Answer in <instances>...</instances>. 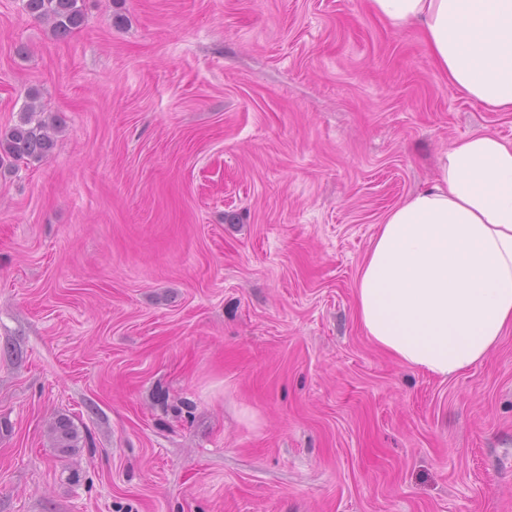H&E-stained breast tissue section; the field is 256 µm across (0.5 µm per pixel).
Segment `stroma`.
I'll return each instance as SVG.
<instances>
[{
	"label": "stroma",
	"instance_id": "obj_1",
	"mask_svg": "<svg viewBox=\"0 0 512 512\" xmlns=\"http://www.w3.org/2000/svg\"><path fill=\"white\" fill-rule=\"evenodd\" d=\"M0 0V512H512V331L442 378L358 325L384 215L512 112L369 0ZM77 433L57 445V428ZM26 12L50 26L57 39L67 37L84 23L79 0H25ZM20 111L18 123L0 130V166L6 162L26 160L40 162L48 157L62 130L64 121L58 116L48 119H35L36 96L31 95Z\"/></svg>",
	"mask_w": 512,
	"mask_h": 512
}]
</instances>
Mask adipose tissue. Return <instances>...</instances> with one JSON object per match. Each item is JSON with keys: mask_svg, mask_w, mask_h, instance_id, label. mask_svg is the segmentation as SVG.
<instances>
[{"mask_svg": "<svg viewBox=\"0 0 512 512\" xmlns=\"http://www.w3.org/2000/svg\"><path fill=\"white\" fill-rule=\"evenodd\" d=\"M419 25L451 84L512 112V0H370ZM355 315L400 363L445 377L482 361L512 329V142L455 140L435 179L390 209L361 265Z\"/></svg>", "mask_w": 512, "mask_h": 512, "instance_id": "adipose-tissue-1", "label": "adipose tissue"}]
</instances>
